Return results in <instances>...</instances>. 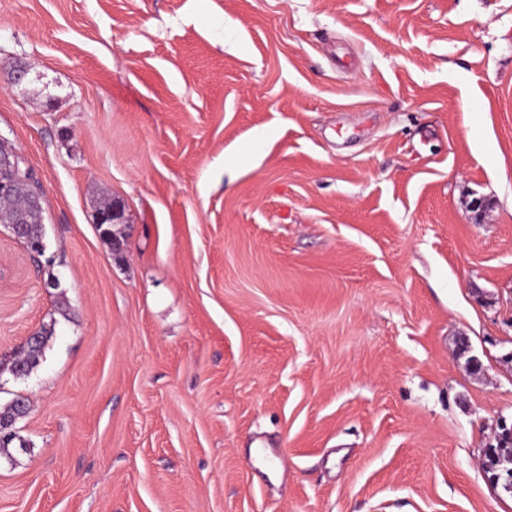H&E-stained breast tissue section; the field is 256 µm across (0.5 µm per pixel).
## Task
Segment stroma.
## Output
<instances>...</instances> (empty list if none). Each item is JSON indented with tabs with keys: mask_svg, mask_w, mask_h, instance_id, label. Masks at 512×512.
<instances>
[{
	"mask_svg": "<svg viewBox=\"0 0 512 512\" xmlns=\"http://www.w3.org/2000/svg\"><path fill=\"white\" fill-rule=\"evenodd\" d=\"M0 137V512H512V0H0ZM29 196L26 193H20L16 196L6 197L0 199V211L3 210V213L7 214L9 217L21 213L26 212L30 221L23 216H17L9 221H5L7 224H21L24 226L25 230L32 232L33 234L40 235L42 232V210H33L42 208V198L36 194L31 196V204L33 209L26 207V200ZM53 336L52 323L43 325L26 343L20 354L14 358L11 366L16 377L29 376L43 359L45 349ZM28 403L24 398H16L9 404L0 407V456H5L10 459L13 454L10 448L11 445L18 438L19 448H25V441L17 435L15 430L16 423L22 419L18 417L21 413L27 414ZM497 450L493 445L484 448L482 466L493 485L500 487L504 491L511 492L512 461L499 457Z\"/></svg>",
	"mask_w": 512,
	"mask_h": 512,
	"instance_id": "35a3bbf8",
	"label": "stroma"
}]
</instances>
